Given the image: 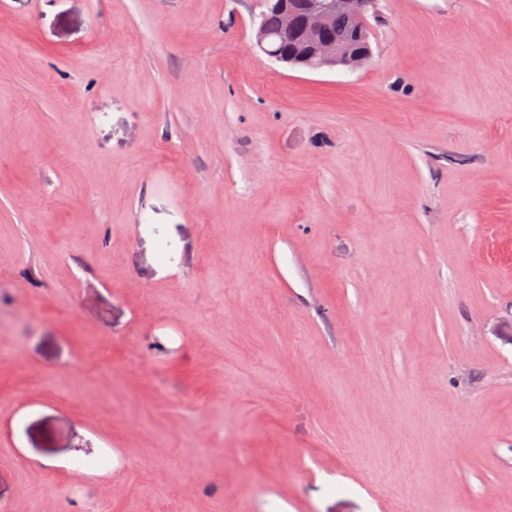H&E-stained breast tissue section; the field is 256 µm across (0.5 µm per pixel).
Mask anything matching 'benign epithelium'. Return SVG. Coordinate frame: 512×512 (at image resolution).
<instances>
[{"label":"benign epithelium","instance_id":"obj_1","mask_svg":"<svg viewBox=\"0 0 512 512\" xmlns=\"http://www.w3.org/2000/svg\"><path fill=\"white\" fill-rule=\"evenodd\" d=\"M280 11L282 26L286 30L298 31L309 44L311 56L319 59L323 68L336 67L353 71L363 65L366 56L344 57L332 43L317 40V35L333 27L336 14L358 15L361 13V0H309L305 13L299 14L284 0H269Z\"/></svg>","mask_w":512,"mask_h":512}]
</instances>
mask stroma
I'll return each instance as SVG.
<instances>
[{
  "label": "stroma",
  "instance_id": "35a3bbf8",
  "mask_svg": "<svg viewBox=\"0 0 512 512\" xmlns=\"http://www.w3.org/2000/svg\"><path fill=\"white\" fill-rule=\"evenodd\" d=\"M0 0V512L512 500V0ZM268 1L275 9L280 11L281 17L265 0L263 4L264 10L259 15L261 19L259 26H262L267 31L269 38L268 50L276 54L265 50L262 29H259L257 32L255 44L261 51L266 52L267 56L273 59L274 62L286 64L288 63V56H292L293 61L288 66L311 67L307 59L299 57L298 52H295L299 46L298 38L291 34L286 35L282 30V26L287 31L292 30L301 33L309 44L311 56L319 59L318 64L315 65H319V67L315 70L328 66L353 71L362 66L367 57V55H360L349 59L343 57L333 43L318 41L317 35L331 27L332 29L328 33L327 38L336 41L337 45L345 47L350 53L366 52L367 50L372 53L369 31L367 35L368 18L370 15L366 13L358 21L348 15H336V13L359 15L361 13V1L309 0L308 8L303 14L295 12L284 0ZM335 18L336 23L333 26ZM356 29L359 30V38L356 36ZM280 53L284 56L277 55Z\"/></svg>",
  "mask_w": 512,
  "mask_h": 512
}]
</instances>
